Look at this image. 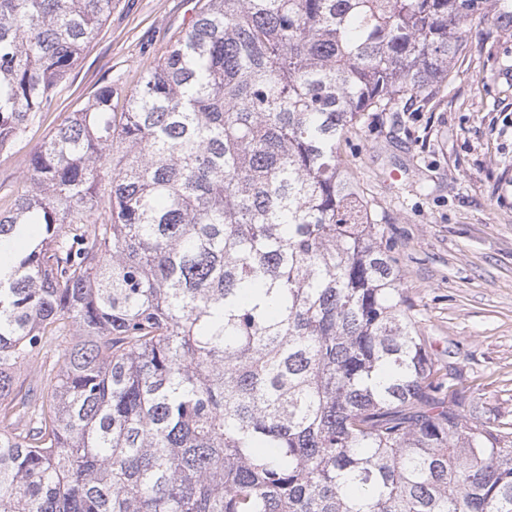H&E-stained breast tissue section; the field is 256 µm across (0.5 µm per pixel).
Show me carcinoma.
<instances>
[{"label": "carcinoma", "mask_w": 512, "mask_h": 512, "mask_svg": "<svg viewBox=\"0 0 512 512\" xmlns=\"http://www.w3.org/2000/svg\"><path fill=\"white\" fill-rule=\"evenodd\" d=\"M111 12L0 0V152ZM488 18L512 0H207L33 149L0 213V512H512V446L340 152Z\"/></svg>", "instance_id": "cac0c4a2"}]
</instances>
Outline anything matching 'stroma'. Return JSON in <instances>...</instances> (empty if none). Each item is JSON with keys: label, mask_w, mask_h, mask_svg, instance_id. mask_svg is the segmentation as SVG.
<instances>
[{"label": "stroma", "mask_w": 512, "mask_h": 512, "mask_svg": "<svg viewBox=\"0 0 512 512\" xmlns=\"http://www.w3.org/2000/svg\"><path fill=\"white\" fill-rule=\"evenodd\" d=\"M206 0H112V13L22 147L0 153V211L33 145L105 82L138 89ZM437 104L365 113L341 144L415 306L420 328L484 421L512 432V35L472 28Z\"/></svg>", "instance_id": "35a3bbf8"}]
</instances>
